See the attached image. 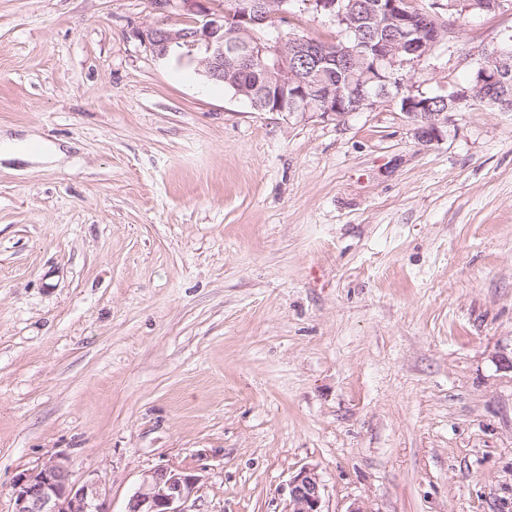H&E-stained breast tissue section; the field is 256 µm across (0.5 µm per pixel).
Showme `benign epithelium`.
I'll return each mask as SVG.
<instances>
[{"instance_id": "obj_1", "label": "benign epithelium", "mask_w": 512, "mask_h": 512, "mask_svg": "<svg viewBox=\"0 0 512 512\" xmlns=\"http://www.w3.org/2000/svg\"><path fill=\"white\" fill-rule=\"evenodd\" d=\"M196 19L182 28L151 29L145 38L154 54L165 58H194L203 52L200 64L210 80L227 82L249 98L254 90L239 81V64H259L263 90L257 109L261 112H316L341 118V110L350 100L370 108L378 100L399 101L414 125L418 141L431 143L448 125V114L431 111V102L407 88L400 67L405 61L388 41L374 43L360 36L346 48L347 58L357 65L367 58L373 62L364 72V80L350 86L325 83L317 86L297 77L293 64L300 56L321 58L323 45L296 34L258 39L255 28L268 26L282 12L284 0H235L230 13L214 12L203 6L205 0H182ZM317 12L331 15L336 23L357 32L356 22L344 12L339 0H306ZM368 11L381 17L390 30L414 29L419 39L409 43L408 53L415 60L425 59L441 35L448 44H456V24H430L408 9L407 0H379ZM229 16L233 38L224 41V16ZM483 52L496 60L498 69L491 71L469 54L476 73V83L458 88L452 94L454 111L459 112L478 98H493L504 109H512L505 90L512 75V50L503 42L483 46ZM201 476L197 471L172 466H158L146 471L138 488L129 498L125 512H188L187 504L198 492ZM108 489L101 480L90 478L76 484L70 478V461L56 455L41 465L20 472L13 484V512H108ZM286 512H324L323 484L316 469L304 466L288 483Z\"/></svg>"}]
</instances>
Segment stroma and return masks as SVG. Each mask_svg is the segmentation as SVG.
Listing matches in <instances>:
<instances>
[{
	"mask_svg": "<svg viewBox=\"0 0 512 512\" xmlns=\"http://www.w3.org/2000/svg\"><path fill=\"white\" fill-rule=\"evenodd\" d=\"M181 0H0V512L65 454L125 512L197 470L190 512H512V112L420 143L398 103L259 112L142 38ZM458 41L512 30L467 15ZM281 29L335 20L292 0ZM447 39L402 70L445 94ZM37 142V138L32 135L24 140L10 139L6 136L2 139V149L0 145V159H18L28 160L44 154V151L32 150L29 147ZM200 482L196 470L155 467L143 474L125 512H190L187 504L198 492ZM288 509L285 512H325L323 484L314 467L304 466L288 483Z\"/></svg>",
	"mask_w": 512,
	"mask_h": 512,
	"instance_id": "obj_1",
	"label": "stroma"
}]
</instances>
